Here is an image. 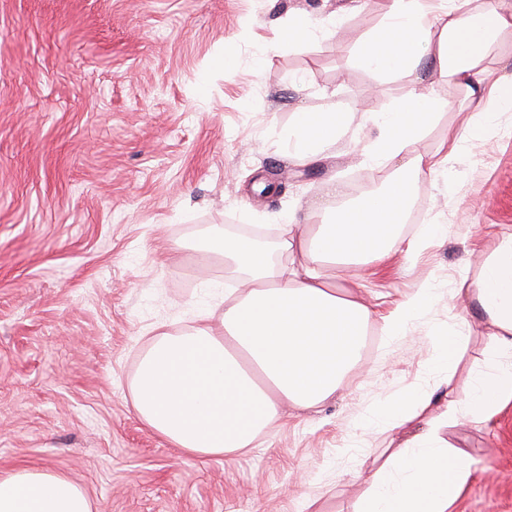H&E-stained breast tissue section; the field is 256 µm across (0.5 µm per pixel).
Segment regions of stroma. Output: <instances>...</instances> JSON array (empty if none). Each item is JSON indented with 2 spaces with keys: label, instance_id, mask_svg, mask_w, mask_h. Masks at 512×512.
<instances>
[{
  "label": "stroma",
  "instance_id": "1",
  "mask_svg": "<svg viewBox=\"0 0 512 512\" xmlns=\"http://www.w3.org/2000/svg\"><path fill=\"white\" fill-rule=\"evenodd\" d=\"M349 0H0V473L64 474L93 512H355L367 487L346 417L430 380L427 340L460 311L458 274L477 275L512 229V111L464 143L444 173L413 176L401 231L444 224L414 259L358 269L388 313L426 281L438 297L383 346L368 328L360 365L333 399L289 411L246 454L181 456L133 406L139 362L156 334L195 325L233 277L201 269L212 224H283L291 211L362 198L390 170H368L353 140L369 113L414 89L356 52L383 23L361 5L336 33L287 42L289 20L322 19ZM270 45L256 70L257 45ZM349 109L346 134L316 160L284 147L297 113ZM487 327L472 321L455 398L486 367ZM481 477L454 512H512V406L445 430Z\"/></svg>",
  "mask_w": 512,
  "mask_h": 512
}]
</instances>
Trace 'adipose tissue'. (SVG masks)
Listing matches in <instances>:
<instances>
[{
  "label": "adipose tissue",
  "instance_id": "adipose-tissue-1",
  "mask_svg": "<svg viewBox=\"0 0 512 512\" xmlns=\"http://www.w3.org/2000/svg\"><path fill=\"white\" fill-rule=\"evenodd\" d=\"M471 4L446 0L433 8L427 0H377L386 24L359 61L418 89L371 113L377 135L359 148L366 167L379 169L404 155L415 173L437 171L432 157L413 151L439 110L450 105L436 84L463 91L471 114L461 131L449 134L448 155L492 126L498 114L512 111V81L487 83L484 65L490 46L512 35V0H493L481 13ZM347 122V112L333 107L299 113L288 132L289 156L316 157ZM408 201L406 184L393 180L359 204L323 206L320 221L310 211L289 217L273 234L215 229L206 235L200 264L233 269L240 291L225 295L223 309L208 310L202 323L156 336L134 384V408L143 422L178 453L224 457L249 450L282 419L284 408L305 411L334 397L359 360L368 324L378 321L382 336L398 341L433 295L419 284L379 318L353 287L356 266L393 252L413 257L447 235V226L433 224L421 237L406 239L400 226ZM451 299L464 318L432 336L431 381L348 423L356 437L423 427L422 434L384 449L356 512H448L477 475L467 454L445 442L441 431L489 421L512 405V231L500 234L477 277ZM471 315L489 327L491 364L472 376L466 401L437 405L467 346ZM0 512H93V506L65 475L24 469L0 473Z\"/></svg>",
  "mask_w": 512,
  "mask_h": 512
}]
</instances>
